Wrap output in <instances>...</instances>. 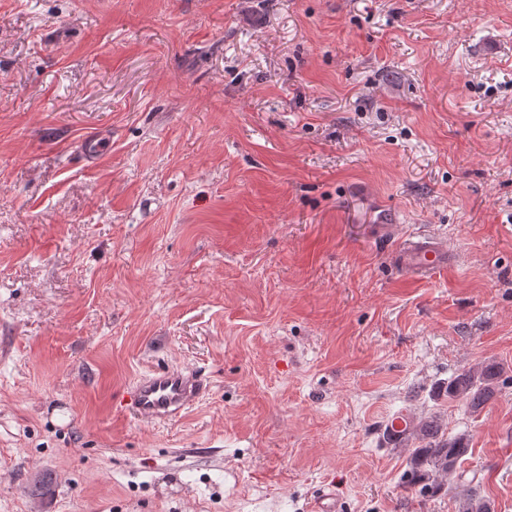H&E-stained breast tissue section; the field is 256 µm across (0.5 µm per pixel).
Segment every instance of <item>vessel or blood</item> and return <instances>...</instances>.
<instances>
[{
    "label": "vessel or blood",
    "mask_w": 512,
    "mask_h": 512,
    "mask_svg": "<svg viewBox=\"0 0 512 512\" xmlns=\"http://www.w3.org/2000/svg\"><path fill=\"white\" fill-rule=\"evenodd\" d=\"M398 260L407 270L429 274L447 264L448 248L434 238L418 236L405 242ZM207 390L201 374L174 368L138 377L125 400L138 419L160 423L180 418L200 402Z\"/></svg>",
    "instance_id": "1"
}]
</instances>
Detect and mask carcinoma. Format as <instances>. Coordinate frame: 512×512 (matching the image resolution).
I'll return each instance as SVG.
<instances>
[{
  "label": "carcinoma",
  "mask_w": 512,
  "mask_h": 512,
  "mask_svg": "<svg viewBox=\"0 0 512 512\" xmlns=\"http://www.w3.org/2000/svg\"><path fill=\"white\" fill-rule=\"evenodd\" d=\"M505 373V367L499 363H482L448 379L436 397L462 401L475 414L497 395ZM383 436L396 447L411 448L404 479L420 495L432 497L448 487L456 490L457 512H493L489 500L459 491L457 471L469 454L468 443L463 437L448 436L439 417L406 420L401 428L391 422Z\"/></svg>",
  "instance_id": "1"
}]
</instances>
